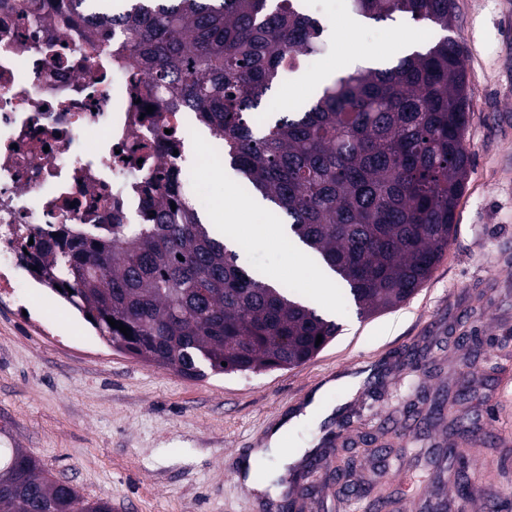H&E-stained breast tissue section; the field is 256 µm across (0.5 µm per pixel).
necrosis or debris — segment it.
I'll list each match as a JSON object with an SVG mask.
<instances>
[{
  "label": "necrosis or debris",
  "mask_w": 512,
  "mask_h": 512,
  "mask_svg": "<svg viewBox=\"0 0 512 512\" xmlns=\"http://www.w3.org/2000/svg\"><path fill=\"white\" fill-rule=\"evenodd\" d=\"M65 0H0V291L31 285L13 235L67 224H141L168 173L207 206L198 170L224 146L174 112L117 36L89 48Z\"/></svg>",
  "instance_id": "obj_1"
}]
</instances>
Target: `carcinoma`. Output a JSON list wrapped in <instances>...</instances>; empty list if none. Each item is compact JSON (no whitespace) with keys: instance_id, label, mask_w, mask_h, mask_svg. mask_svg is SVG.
Returning <instances> with one entry per match:
<instances>
[{"instance_id":"cac0c4a2","label":"carcinoma","mask_w":512,"mask_h":512,"mask_svg":"<svg viewBox=\"0 0 512 512\" xmlns=\"http://www.w3.org/2000/svg\"><path fill=\"white\" fill-rule=\"evenodd\" d=\"M70 0L97 29L120 27L134 65L167 103L200 115L250 195L288 217L295 236L336 276L358 315L407 301L440 262L471 166L465 61L445 36L380 68L345 72L309 103L261 126L254 114L283 70L321 48L322 20L301 0ZM375 22L407 18L450 30L453 0H347ZM169 197L145 224L31 233L21 247L40 284L112 349L182 375L299 366L338 325L238 265L169 172ZM176 208H171V205ZM34 244H29V241ZM130 328V336L107 321ZM0 512H112L37 461L0 449Z\"/></svg>"}]
</instances>
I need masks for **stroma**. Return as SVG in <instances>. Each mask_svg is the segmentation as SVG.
<instances>
[{"instance_id": "35a3bbf8", "label": "stroma", "mask_w": 512, "mask_h": 512, "mask_svg": "<svg viewBox=\"0 0 512 512\" xmlns=\"http://www.w3.org/2000/svg\"><path fill=\"white\" fill-rule=\"evenodd\" d=\"M454 3L472 163L456 231L412 299L361 319L335 294L329 317L340 331L311 361L191 379L113 350L47 288L0 295V448L23 449L44 475L110 500L112 512H373L381 498L388 512H481L491 495L512 512V37L503 0ZM309 9L326 22L325 49L315 67L300 63L273 87L279 111L311 100L302 77L343 56L398 58L401 30L430 43L443 36L400 20L348 29L346 0ZM238 255L322 307L283 249L246 239ZM346 372L361 376L359 388L332 389L335 414L290 438L317 459L310 496L272 509L257 502L230 466Z\"/></svg>"}]
</instances>
